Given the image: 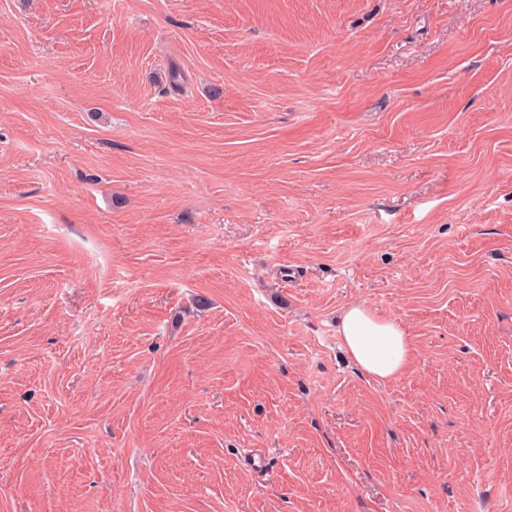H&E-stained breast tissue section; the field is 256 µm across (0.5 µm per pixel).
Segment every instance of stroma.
<instances>
[{
    "label": "stroma",
    "mask_w": 512,
    "mask_h": 512,
    "mask_svg": "<svg viewBox=\"0 0 512 512\" xmlns=\"http://www.w3.org/2000/svg\"><path fill=\"white\" fill-rule=\"evenodd\" d=\"M0 512H512V0H0ZM339 334L355 365L378 380L402 375L410 360L406 328L364 305H350L339 318Z\"/></svg>",
    "instance_id": "stroma-1"
}]
</instances>
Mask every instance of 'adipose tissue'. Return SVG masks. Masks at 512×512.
Listing matches in <instances>:
<instances>
[{
  "label": "adipose tissue",
  "mask_w": 512,
  "mask_h": 512,
  "mask_svg": "<svg viewBox=\"0 0 512 512\" xmlns=\"http://www.w3.org/2000/svg\"><path fill=\"white\" fill-rule=\"evenodd\" d=\"M338 329L346 351L361 371L378 380H393L404 373L410 345L402 323L366 306L351 305L342 311Z\"/></svg>",
  "instance_id": "obj_1"
}]
</instances>
